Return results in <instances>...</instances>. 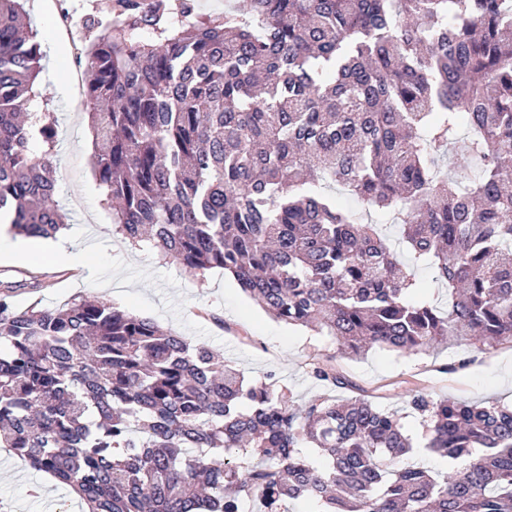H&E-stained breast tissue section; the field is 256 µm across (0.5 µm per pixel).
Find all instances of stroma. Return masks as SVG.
<instances>
[{
	"mask_svg": "<svg viewBox=\"0 0 512 512\" xmlns=\"http://www.w3.org/2000/svg\"><path fill=\"white\" fill-rule=\"evenodd\" d=\"M59 15L55 0H27L26 20L41 47L42 72L32 101L37 112L53 113L58 125V200L69 218L66 231L84 255L73 268L51 256L25 262L0 256V281L17 282L20 307L61 306L78 296H96L128 313L153 319L189 339L208 344L226 364L250 381L274 374L288 390L290 409L304 410L323 398L361 397L399 413L407 433L420 442L421 417L406 404L407 390L430 399H495L512 403V348H435L398 354L376 348L355 359L341 355L330 336L273 319L215 269L197 279L176 265L159 262L148 244L129 245L114 231L105 190L95 179L90 158L92 136L85 111L75 110L76 74L85 70V48L94 23L107 24L118 13L117 0H66ZM42 286L29 290L30 276ZM333 363L350 385L337 388L311 375L314 364ZM0 501L14 512H78L77 499L52 476L35 471L0 448Z\"/></svg>",
	"mask_w": 512,
	"mask_h": 512,
	"instance_id": "stroma-1",
	"label": "stroma"
}]
</instances>
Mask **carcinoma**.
<instances>
[{"label": "carcinoma", "instance_id": "1", "mask_svg": "<svg viewBox=\"0 0 512 512\" xmlns=\"http://www.w3.org/2000/svg\"><path fill=\"white\" fill-rule=\"evenodd\" d=\"M118 6L83 90L117 233L197 278L231 274L352 355L512 346V0H243L222 20L180 0L173 22L167 0ZM23 14L0 0V212L50 238L68 226L57 124L29 111L41 52ZM338 188L393 217L406 261ZM420 265L448 309L417 294ZM16 289L0 283V447L88 512H512V407L410 394L423 447L467 459L440 480L399 466L413 445L393 411L296 413L274 375L247 383L149 318L84 296L19 308Z\"/></svg>", "mask_w": 512, "mask_h": 512}]
</instances>
